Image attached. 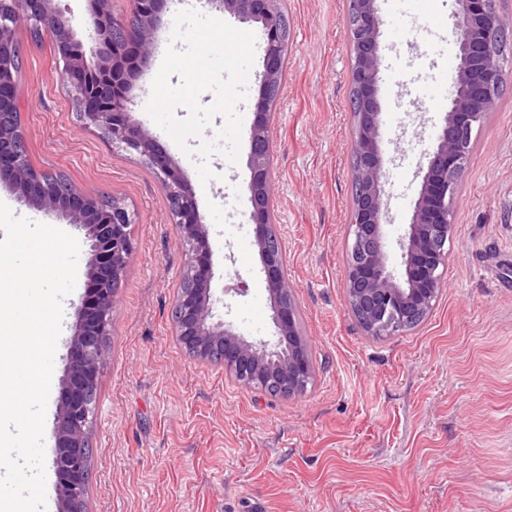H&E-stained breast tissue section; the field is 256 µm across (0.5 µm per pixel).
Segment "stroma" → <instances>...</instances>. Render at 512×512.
Returning a JSON list of instances; mask_svg holds the SVG:
<instances>
[{"mask_svg": "<svg viewBox=\"0 0 512 512\" xmlns=\"http://www.w3.org/2000/svg\"><path fill=\"white\" fill-rule=\"evenodd\" d=\"M379 0L380 149L392 219L390 261L400 263L421 178L448 110L456 49L447 20L454 0ZM291 32L288 64L273 105L275 228L315 375L305 394L260 395L178 344L169 321L184 264L179 238L152 170L84 128L48 37L20 22L17 108L38 168L62 173L83 193L119 199L134 220V255L112 316L109 357L99 373L91 430L86 512H512V44L507 89L473 132L474 150L448 243L442 294L417 328L379 341L345 306V244L352 182L346 0H281ZM194 8L256 37L253 71L263 72L261 23L243 22L204 0H173L161 15L158 48L131 91L130 118L148 130L198 199L213 288L246 338L274 334L250 218V137L261 98L247 88L240 156L211 158L202 182L197 149L223 126L179 147L146 112L180 9ZM405 113H398L396 103ZM41 222L79 242L77 282L63 301L45 418L46 512L57 510L54 424L68 341L90 289L85 233L53 212Z\"/></svg>", "mask_w": 512, "mask_h": 512, "instance_id": "obj_1", "label": "stroma"}]
</instances>
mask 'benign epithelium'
Masks as SVG:
<instances>
[{
	"label": "benign epithelium",
	"mask_w": 512,
	"mask_h": 512,
	"mask_svg": "<svg viewBox=\"0 0 512 512\" xmlns=\"http://www.w3.org/2000/svg\"><path fill=\"white\" fill-rule=\"evenodd\" d=\"M55 0H0V161L23 205L65 216L84 229L90 242L94 312L81 313L70 341V356L55 429L57 512L84 509L93 448L90 431L98 408V376L108 355L112 312L124 273L134 254L133 219L119 200L91 197L71 181L53 180L35 168L27 154V132L16 105L20 17L51 40L61 75L78 118L113 146L144 161L154 172L178 234L185 269L169 311L174 336L191 356L224 368L236 382L274 398H294L311 383L314 366L301 340L299 312L284 275L282 238L273 228L270 203L274 177L269 99L281 89L287 32L278 0H208L243 21L262 24L266 54L263 101L251 137L249 165L251 218L264 225L258 247L266 288L276 299L271 339L248 340L224 320H215L211 288L197 274L205 247V229L195 193L179 168L166 159L157 142L131 122L128 96L149 57L165 0H133L122 17L112 15V0H90L89 25L96 38L78 39L71 21ZM501 0H455L454 42L459 60L455 91L437 133L434 148L420 167L424 172L412 218L400 242L403 275L389 262L383 220L389 213L382 188L379 148L381 107L377 0H348L345 40L350 51L349 104L354 120L350 145L353 193L346 243L344 296L365 335L385 340L425 321L435 308L449 261L448 241L455 207L473 149L474 128L496 111L504 83L502 56L512 41Z\"/></svg>",
	"instance_id": "obj_1"
}]
</instances>
